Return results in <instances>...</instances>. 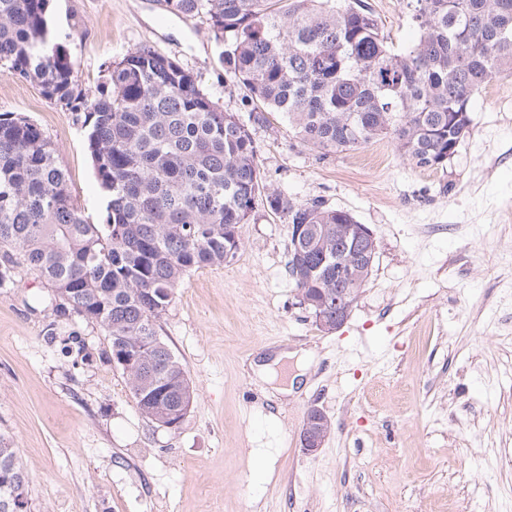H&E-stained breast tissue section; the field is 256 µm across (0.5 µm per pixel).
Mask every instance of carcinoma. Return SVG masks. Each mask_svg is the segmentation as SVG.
<instances>
[{
  "mask_svg": "<svg viewBox=\"0 0 512 512\" xmlns=\"http://www.w3.org/2000/svg\"><path fill=\"white\" fill-rule=\"evenodd\" d=\"M457 2L407 0L418 35L399 51L362 0H164L170 13L206 17L228 73L285 114L302 147L327 156L388 138L421 168L444 167L471 134L475 94L512 77V0ZM48 3L0 0V73L37 82L82 119L106 218H84L36 124L0 113V286L15 250L54 288L60 314L109 337L142 415L181 420L191 380L157 322L187 273L226 262L256 198L303 225L288 274L329 320L359 288L336 278V256L363 259L368 242L347 211L267 192L248 129L174 60L135 48L97 94L75 89ZM333 224L350 229L338 238ZM0 473L28 481L17 449L0 447Z\"/></svg>",
  "mask_w": 512,
  "mask_h": 512,
  "instance_id": "1",
  "label": "carcinoma"
}]
</instances>
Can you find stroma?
<instances>
[{
	"mask_svg": "<svg viewBox=\"0 0 512 512\" xmlns=\"http://www.w3.org/2000/svg\"><path fill=\"white\" fill-rule=\"evenodd\" d=\"M389 44L416 36L404 0H363ZM48 25L94 95L145 45L248 128L268 189L351 212L375 234L373 272L324 331L288 275L289 226L257 199L223 265L192 271L158 323L194 399L177 428L139 411L110 343L25 265L0 288V440L19 451L30 512H512V77L472 99V132L444 167L393 141L321 155L232 82L206 20L163 0H49ZM37 124L91 223L106 216L80 121L37 83L0 74V113ZM55 336H48V328ZM304 349L282 394L249 361ZM329 435L300 441L310 407ZM312 416L315 418L316 422L321 424H327L328 429L322 432H314L312 430H303L301 433V441L303 447L307 451H314L317 448H320L324 443L328 433H329V422L327 416L318 408L312 407L308 410L306 419Z\"/></svg>",
	"mask_w": 512,
	"mask_h": 512,
	"instance_id": "35a3bbf8",
	"label": "stroma"
}]
</instances>
